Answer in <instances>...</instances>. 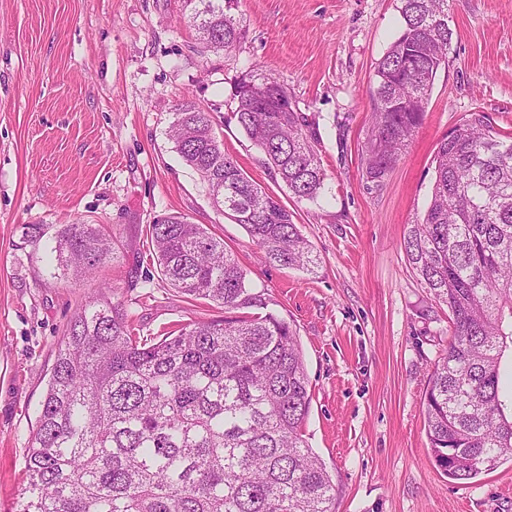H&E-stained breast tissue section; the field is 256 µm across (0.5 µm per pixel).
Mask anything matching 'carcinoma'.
<instances>
[{"label":"carcinoma","instance_id":"cac0c4a2","mask_svg":"<svg viewBox=\"0 0 512 512\" xmlns=\"http://www.w3.org/2000/svg\"><path fill=\"white\" fill-rule=\"evenodd\" d=\"M199 43L231 51L237 0H185ZM402 29L374 68L366 179L382 183L422 126L453 31L448 0H400ZM237 126L299 199L324 185L316 125L274 78L235 85ZM171 140L266 265L314 271L318 259L280 198L224 152L210 115L176 105ZM429 206L403 249L453 338L425 391L430 453L463 481L512 456L500 390L512 351V136L473 112L439 143ZM152 257L181 294L242 315L141 337L101 291L70 319L28 449L15 512H336V484L302 426L309 379L296 330L268 310L224 240L182 216L148 225ZM57 269L87 277L113 258L95 224L55 236Z\"/></svg>","mask_w":512,"mask_h":512}]
</instances>
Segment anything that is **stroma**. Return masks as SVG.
I'll return each instance as SVG.
<instances>
[{
    "label": "stroma",
    "instance_id": "stroma-1",
    "mask_svg": "<svg viewBox=\"0 0 512 512\" xmlns=\"http://www.w3.org/2000/svg\"><path fill=\"white\" fill-rule=\"evenodd\" d=\"M448 3L452 43L424 125L378 185L363 173L370 88L402 28L399 0H238L244 37L229 52L201 50L183 0H0V512L23 488L57 344L101 286L143 336L223 318L144 262L148 226L166 215L221 237L296 329L311 387L302 434L336 482V512H512L511 457L451 482L425 431L448 310L403 237L449 129L481 112L512 133V0ZM245 75L275 78L315 122L317 200L276 181L232 119ZM183 100L211 113L225 152L292 212L316 272L262 264L244 227L216 211L169 138ZM67 224L103 225L116 260L93 278L55 276Z\"/></svg>",
    "mask_w": 512,
    "mask_h": 512
}]
</instances>
